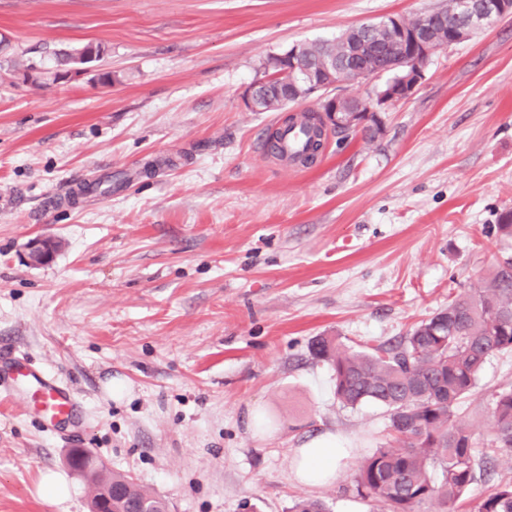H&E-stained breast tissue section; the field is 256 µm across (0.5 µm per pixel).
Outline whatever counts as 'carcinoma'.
Wrapping results in <instances>:
<instances>
[{"label": "carcinoma", "instance_id": "carcinoma-1", "mask_svg": "<svg viewBox=\"0 0 512 512\" xmlns=\"http://www.w3.org/2000/svg\"><path fill=\"white\" fill-rule=\"evenodd\" d=\"M448 0L447 27L442 40H452L462 23ZM383 20L370 23L358 41L368 44L387 37ZM342 31L332 40L304 42L303 65L317 73L327 65L344 68ZM496 236L512 239V211L500 214ZM512 350V255L503 254L478 288H466L448 300V307L414 324L397 346L382 350L346 347L333 336H318L311 355L331 365L336 398L355 408L371 401L387 409L393 440L375 448L354 470L359 496L374 502L375 512H420L431 504L442 512L456 505L476 479L475 441L471 430L456 417L460 399L477 386L487 360ZM492 448L512 451V386L491 395ZM121 495L119 512L146 503L151 512H168L166 502L132 477L112 475ZM473 512H512V482L492 486Z\"/></svg>", "mask_w": 512, "mask_h": 512}]
</instances>
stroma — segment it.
I'll return each instance as SVG.
<instances>
[{"instance_id": "1", "label": "stroma", "mask_w": 512, "mask_h": 512, "mask_svg": "<svg viewBox=\"0 0 512 512\" xmlns=\"http://www.w3.org/2000/svg\"><path fill=\"white\" fill-rule=\"evenodd\" d=\"M446 2L0 0V351L67 386L83 418L53 430L28 391H0V512H89L71 448L170 512H289L303 498L372 512L350 475L389 439V416L341 405L309 345L395 344L500 256L512 14L437 52L375 141L329 132L310 167L262 154L285 115L240 95L291 44ZM89 43L104 59L53 79V52ZM31 64L44 79H20ZM105 178L111 192L79 195ZM37 236L59 245L42 266L26 256ZM510 385L508 351L457 405L480 447L459 512L512 481V452L485 445L491 395ZM327 434L348 458L331 483L300 482L298 448ZM49 469L68 499L38 494Z\"/></svg>"}]
</instances>
